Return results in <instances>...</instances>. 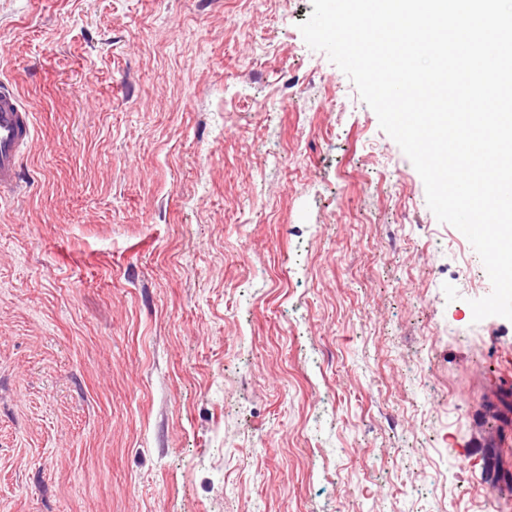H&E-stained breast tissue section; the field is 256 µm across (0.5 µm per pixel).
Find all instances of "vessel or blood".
Listing matches in <instances>:
<instances>
[{"mask_svg":"<svg viewBox=\"0 0 512 512\" xmlns=\"http://www.w3.org/2000/svg\"><path fill=\"white\" fill-rule=\"evenodd\" d=\"M33 134L31 113L13 83L0 80V199L17 193L18 163Z\"/></svg>","mask_w":512,"mask_h":512,"instance_id":"obj_1","label":"vessel or blood"}]
</instances>
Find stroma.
I'll return each instance as SVG.
<instances>
[{"label":"stroma","instance_id":"1","mask_svg":"<svg viewBox=\"0 0 512 512\" xmlns=\"http://www.w3.org/2000/svg\"><path fill=\"white\" fill-rule=\"evenodd\" d=\"M312 0H0V512H500L512 321ZM34 134L31 112L14 85L0 80V199L15 195L19 187L18 163Z\"/></svg>","mask_w":512,"mask_h":512}]
</instances>
